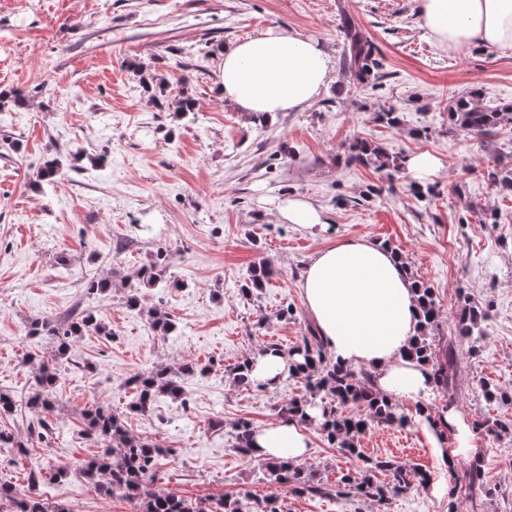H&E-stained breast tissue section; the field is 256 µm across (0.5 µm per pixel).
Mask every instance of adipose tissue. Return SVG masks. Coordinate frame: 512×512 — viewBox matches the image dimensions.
Listing matches in <instances>:
<instances>
[{
	"instance_id": "1",
	"label": "adipose tissue",
	"mask_w": 512,
	"mask_h": 512,
	"mask_svg": "<svg viewBox=\"0 0 512 512\" xmlns=\"http://www.w3.org/2000/svg\"><path fill=\"white\" fill-rule=\"evenodd\" d=\"M422 28L458 53L476 46L512 49V0H418ZM320 44L289 30H269L223 52L220 91L237 111L264 119L304 109L331 80ZM304 305L334 359L365 368L394 399L420 401L431 385L404 351L419 329L417 295L400 258L365 236L316 251L299 281ZM310 439L295 421L259 429L253 448L263 458L304 459Z\"/></svg>"
}]
</instances>
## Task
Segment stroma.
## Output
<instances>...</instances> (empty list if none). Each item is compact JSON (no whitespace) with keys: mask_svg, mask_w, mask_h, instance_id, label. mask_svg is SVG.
<instances>
[{"mask_svg":"<svg viewBox=\"0 0 512 512\" xmlns=\"http://www.w3.org/2000/svg\"><path fill=\"white\" fill-rule=\"evenodd\" d=\"M346 22L381 55L378 81L349 80ZM271 27L316 38L333 77L312 106L261 122L225 104L221 50ZM0 39L8 45L0 92L25 99L0 110V390L26 399L30 354L51 355L52 337H27L32 320L91 312L110 329L73 343L47 436H37L39 415L23 405L0 418V429L31 450L23 458L0 450V483L24 487L30 470L65 466L66 478L39 484L43 498L72 512H129L134 500L100 497L80 472L100 451L82 433V414L109 405L131 433L169 448L152 484L159 491L191 499L273 495L281 512H512V402L486 401L480 390L487 382L512 394V194L483 177L512 168V121L481 138L448 124L452 98L473 87L490 106L512 104L511 51L448 53L421 27L417 0H0ZM144 72L162 81L160 103L145 92ZM181 97L195 101L194 112H173ZM390 107L400 116L394 128L377 117ZM358 137L393 155H435L441 167L417 181L405 169L387 178L347 162ZM51 157L65 176L36 184ZM415 181L424 199L411 195ZM291 198L321 210L324 231L282 218ZM352 236L390 243L434 289L433 334L454 354L455 408L466 422L510 425L498 438L474 433L487 492L468 489L469 459L441 468L412 423L373 427L359 446L412 469H444L454 497L414 487L382 504L298 496L274 484L260 458L237 450L235 424L268 426L303 383L244 388L230 369L268 343L297 342L309 320L301 273L319 248ZM160 248L181 288L140 287V308H129L139 270ZM264 259L277 275L243 294ZM105 277L111 291L87 294L88 279ZM466 303L490 310L477 355L456 337L455 316ZM150 307L170 315L172 333L156 335L145 316ZM286 308L291 318L282 317ZM184 362L205 368L186 380L184 401L162 398L148 414L129 412L130 377ZM216 420L223 430L212 429ZM308 435L313 446L303 464L319 482L334 485L358 468L317 430Z\"/></svg>","mask_w":512,"mask_h":512,"instance_id":"35a3bbf8","label":"stroma"}]
</instances>
